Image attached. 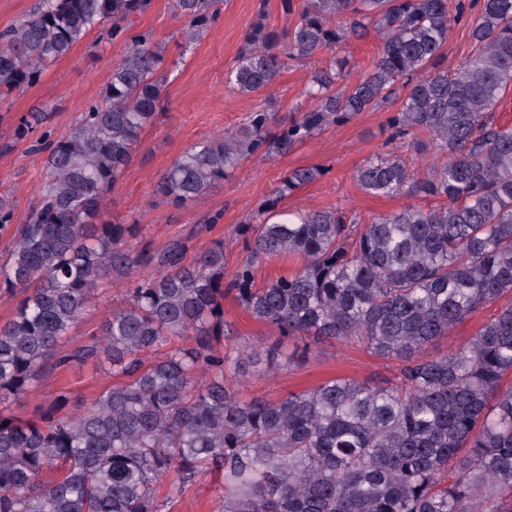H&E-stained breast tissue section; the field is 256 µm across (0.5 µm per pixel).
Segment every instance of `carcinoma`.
I'll list each match as a JSON object with an SVG mask.
<instances>
[{"label": "carcinoma", "instance_id": "cac0c4a2", "mask_svg": "<svg viewBox=\"0 0 512 512\" xmlns=\"http://www.w3.org/2000/svg\"><path fill=\"white\" fill-rule=\"evenodd\" d=\"M152 0H38L0 30V101L37 83L92 32L126 44L101 90L47 153L36 202L9 234L0 288L19 296L0 323V402L30 392L50 370L100 359L123 381L91 404L66 392L31 419L0 413V512H167L171 498L215 469L224 472L217 512H512V305L464 346L423 350L480 308L512 292V126L496 110L512 86V0H476L471 53L443 67L451 25L466 0H280L298 21L268 27L266 2L245 36L225 87L272 88L289 62L329 54L313 73L308 107L278 119L260 101L222 137L204 138L157 177L154 195L183 206L206 195L246 159L288 153L362 112L399 102L390 141L425 147L420 171L389 150L355 180L368 194L434 197L369 223L341 206L296 213L285 200L326 173L290 171L238 225L247 254L224 278V241L187 258L172 241L157 255L138 248L140 225L104 219L112 186L153 124L171 67L166 42L136 31ZM224 0H172L184 19L182 53L219 18ZM378 55L350 81L340 46L370 35ZM51 110L28 112L0 152L45 127ZM299 266L259 285L262 263ZM158 274L138 277L143 266ZM127 282L123 304L91 342L63 350L72 328ZM231 296L276 332L243 347L224 321ZM294 336L359 343L401 362L397 380L375 385L332 378L281 398L241 395L259 365L282 369Z\"/></svg>", "mask_w": 512, "mask_h": 512}]
</instances>
